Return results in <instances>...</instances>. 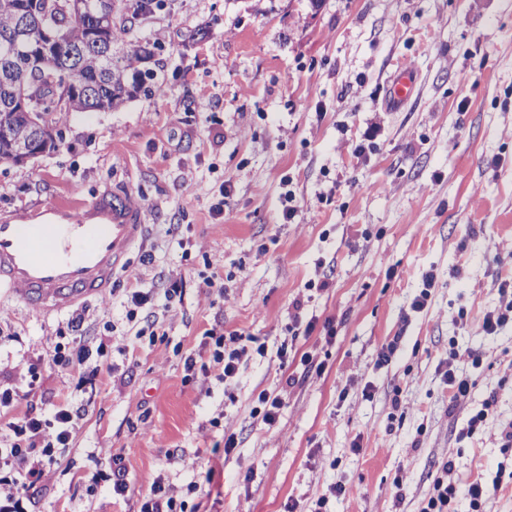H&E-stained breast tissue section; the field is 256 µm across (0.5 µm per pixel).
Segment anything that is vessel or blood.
I'll use <instances>...</instances> for the list:
<instances>
[{
  "label": "vessel or blood",
  "instance_id": "vessel-or-blood-1",
  "mask_svg": "<svg viewBox=\"0 0 512 512\" xmlns=\"http://www.w3.org/2000/svg\"><path fill=\"white\" fill-rule=\"evenodd\" d=\"M144 228L142 205L107 187L87 203L0 213V289L34 308L65 311L104 294Z\"/></svg>",
  "mask_w": 512,
  "mask_h": 512
}]
</instances>
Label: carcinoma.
<instances>
[{
  "label": "carcinoma",
  "instance_id": "obj_1",
  "mask_svg": "<svg viewBox=\"0 0 512 512\" xmlns=\"http://www.w3.org/2000/svg\"><path fill=\"white\" fill-rule=\"evenodd\" d=\"M24 2L35 10L41 20L48 18L66 22L68 42L62 55L75 52L72 65L78 68L84 81L98 87L91 102V111H116L140 95L151 97L159 93L160 84L155 81L154 71H147L145 78L139 81L135 79L145 61L142 43L147 40V35L143 32L141 18L153 0H125V10L114 14V20L105 24L100 36L101 42L124 46L123 54L113 63L108 62L97 44L88 39L87 29L92 26L93 19L99 18L101 14V0H84L83 15L68 20L58 14L59 0H0V78L14 69L22 68L28 61L36 24H31L26 31H13L14 13L17 6ZM53 83L51 77L43 81L44 98L49 102L40 119L44 134L41 143L43 152L56 149L54 133L57 126L63 124L68 117V113L50 105L54 96ZM7 96V89L0 84V128L6 126L18 135L25 130L27 117L21 113L5 111Z\"/></svg>",
  "mask_w": 512,
  "mask_h": 512
}]
</instances>
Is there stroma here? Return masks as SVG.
Segmentation results:
<instances>
[{
  "label": "stroma",
  "instance_id": "1",
  "mask_svg": "<svg viewBox=\"0 0 512 512\" xmlns=\"http://www.w3.org/2000/svg\"><path fill=\"white\" fill-rule=\"evenodd\" d=\"M142 25L160 35L166 95L70 113L59 148L0 162V212L112 184L145 208L142 241L111 291L81 306L78 331L69 313L0 292V381L23 393L20 410L50 420L64 398L86 406L30 512H139L158 478L196 512H314L323 495L327 512H418L446 461L457 512L477 480L499 485L490 512H512V324L482 328L512 272V0H161ZM403 74L413 92L390 107ZM214 270L220 295L204 284ZM132 287L150 295L154 338L126 317ZM328 317L333 340L305 334ZM218 323L265 346L229 379L209 362ZM76 335L107 343L84 391L50 360ZM305 353L322 370H304ZM449 368L470 382L453 408ZM264 390L284 402L273 427L252 413ZM490 397L492 415L465 434ZM101 448L112 458L96 459ZM218 458L211 496L192 492ZM116 461L123 497L98 476ZM336 484L356 492L329 497Z\"/></svg>",
  "mask_w": 512,
  "mask_h": 512
}]
</instances>
